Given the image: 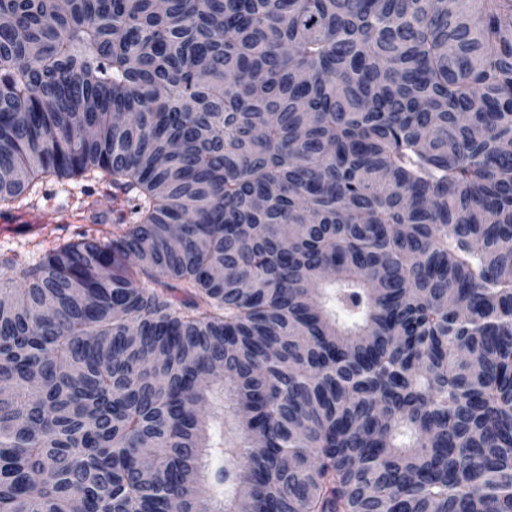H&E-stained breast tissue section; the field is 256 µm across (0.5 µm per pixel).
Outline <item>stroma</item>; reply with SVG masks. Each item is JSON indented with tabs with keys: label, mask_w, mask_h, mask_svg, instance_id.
I'll return each mask as SVG.
<instances>
[{
	"label": "stroma",
	"mask_w": 512,
	"mask_h": 512,
	"mask_svg": "<svg viewBox=\"0 0 512 512\" xmlns=\"http://www.w3.org/2000/svg\"><path fill=\"white\" fill-rule=\"evenodd\" d=\"M111 185L94 180L46 182L0 209V262L25 269L57 244L110 231L116 218Z\"/></svg>",
	"instance_id": "obj_1"
}]
</instances>
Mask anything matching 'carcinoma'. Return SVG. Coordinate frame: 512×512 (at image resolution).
I'll return each instance as SVG.
<instances>
[{"label":"carcinoma","mask_w":512,"mask_h":512,"mask_svg":"<svg viewBox=\"0 0 512 512\" xmlns=\"http://www.w3.org/2000/svg\"><path fill=\"white\" fill-rule=\"evenodd\" d=\"M0 17V208L130 219L0 264V512H512V0Z\"/></svg>","instance_id":"carcinoma-1"}]
</instances>
